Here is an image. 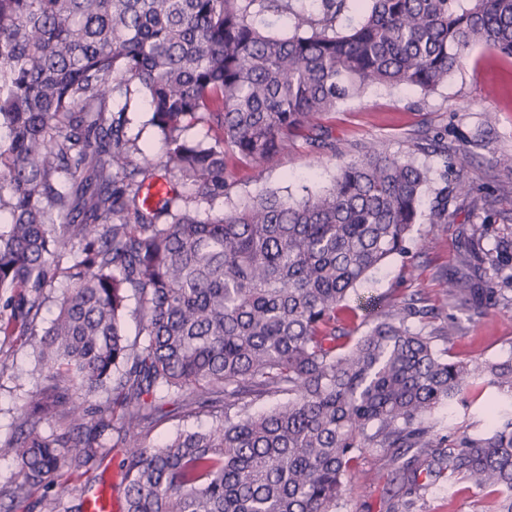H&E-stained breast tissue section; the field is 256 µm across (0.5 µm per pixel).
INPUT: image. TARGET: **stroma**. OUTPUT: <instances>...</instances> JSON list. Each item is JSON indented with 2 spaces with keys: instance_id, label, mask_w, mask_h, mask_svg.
<instances>
[{
  "instance_id": "1",
  "label": "stroma",
  "mask_w": 512,
  "mask_h": 512,
  "mask_svg": "<svg viewBox=\"0 0 512 512\" xmlns=\"http://www.w3.org/2000/svg\"><path fill=\"white\" fill-rule=\"evenodd\" d=\"M126 132L154 157L165 144L150 123L142 93L128 96ZM322 131L336 145L335 155H319L304 138H294L288 151L256 165H240L224 196L202 203V213L219 215L249 198L276 193L294 199L329 187L339 167L359 157L367 147L413 159L427 169L423 216L406 242L404 253L394 255L357 288L374 297L377 307L368 312H344V320L360 317L374 324L377 315L396 305L412 304L414 328L431 332L436 347L450 359L472 363L502 362L512 358V288L502 277L487 275V287L502 288L506 298L488 315L468 319L448 292V281L459 264L464 238L482 229L484 247L496 239L512 238V168L503 160L512 156V59H503L486 46H474L446 84L431 93L415 87H371L361 96L341 102L320 119ZM468 151L467 162L453 153ZM453 194L448 220L432 223L428 213L438 193ZM8 368L0 373V443L16 432V409L36 386L34 355L30 347L6 352ZM483 400L440 409L436 434L456 439L482 429ZM410 457L390 450L367 448L346 481V495L337 512H392L399 492L396 471ZM121 449L108 452L100 472L65 479L23 502L0 497V512H81L83 498L96 476L112 489V512H122L124 484L119 463ZM482 493L468 482L431 488L414 498L411 512H478Z\"/></svg>"
}]
</instances>
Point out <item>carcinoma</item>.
<instances>
[{
  "mask_svg": "<svg viewBox=\"0 0 512 512\" xmlns=\"http://www.w3.org/2000/svg\"><path fill=\"white\" fill-rule=\"evenodd\" d=\"M0 0V333L24 339L41 382L18 407L17 482L30 497L124 449L123 512H336L363 448H414L404 493L467 481L512 512V359L436 350L404 305L362 336L341 322L357 284L404 243L428 172L371 150L321 195L260 196L218 217L240 163L307 131L370 86L433 91L482 43L512 58V0ZM362 20L346 30L350 4ZM286 17L294 33L260 31ZM138 84L177 185L150 203L151 154L127 138ZM219 129L212 144L185 131ZM431 220L448 221V189ZM449 291L471 318L499 304L483 266L512 280V239L468 237ZM66 283L41 323L46 290ZM140 300L130 342L123 316ZM495 389L492 427L433 438L430 416ZM175 394L181 430L149 446ZM288 401L261 414L250 403Z\"/></svg>",
  "mask_w": 512,
  "mask_h": 512,
  "instance_id": "obj_1",
  "label": "carcinoma"
}]
</instances>
